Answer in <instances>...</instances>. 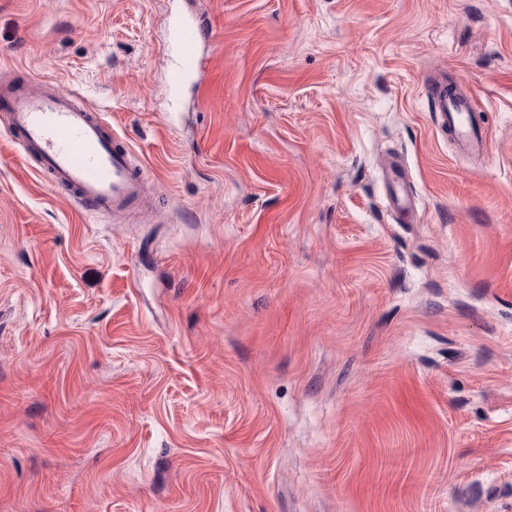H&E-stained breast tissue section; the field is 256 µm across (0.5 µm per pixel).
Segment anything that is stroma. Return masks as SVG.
I'll return each mask as SVG.
<instances>
[{"instance_id":"35a3bbf8","label":"stroma","mask_w":512,"mask_h":512,"mask_svg":"<svg viewBox=\"0 0 512 512\" xmlns=\"http://www.w3.org/2000/svg\"><path fill=\"white\" fill-rule=\"evenodd\" d=\"M4 78L103 113L152 212L0 111V512H512V0H0ZM173 37L168 50L176 57L175 64L167 76V89H179L192 74L200 72L204 59L199 51L207 39V32L195 19L172 22ZM433 112H438L444 126L456 141L469 153L488 155L487 134L474 121L477 110L473 98L448 94L446 86H438L432 97Z\"/></svg>"}]
</instances>
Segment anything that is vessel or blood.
Segmentation results:
<instances>
[{
	"label": "vessel or blood",
	"instance_id": "vessel-or-blood-1",
	"mask_svg": "<svg viewBox=\"0 0 512 512\" xmlns=\"http://www.w3.org/2000/svg\"><path fill=\"white\" fill-rule=\"evenodd\" d=\"M168 45L175 64L167 76V88L179 89L192 74L200 72L204 59L200 46L207 32L198 21H176ZM433 109L444 126L469 153L487 154L486 133L474 121L473 98L438 86ZM0 109L25 155L37 156L52 184L67 190L81 210L119 213L144 205L143 173L130 159V152L107 131L101 113L79 106L72 93L45 83L34 91L18 85L0 89Z\"/></svg>",
	"mask_w": 512,
	"mask_h": 512
}]
</instances>
